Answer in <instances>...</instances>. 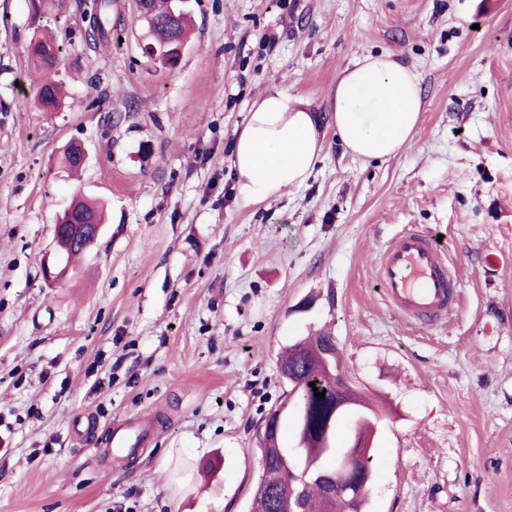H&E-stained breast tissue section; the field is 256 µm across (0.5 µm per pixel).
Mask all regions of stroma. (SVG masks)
<instances>
[{
  "label": "stroma",
  "mask_w": 512,
  "mask_h": 512,
  "mask_svg": "<svg viewBox=\"0 0 512 512\" xmlns=\"http://www.w3.org/2000/svg\"><path fill=\"white\" fill-rule=\"evenodd\" d=\"M186 7L172 68L135 0H112L93 40L85 0L46 8L75 105L44 112L21 104L31 2L0 0V512H249L260 427L288 399L280 355L319 330L380 412L364 512H512V0ZM367 53L421 77L420 128L386 161L345 154L327 121L337 73ZM272 88L324 117L325 152L306 186L247 206L233 142ZM77 190L107 222L52 283L43 257ZM411 228L443 237L457 285L433 326L373 276ZM143 418L147 444L103 458L111 423Z\"/></svg>",
  "instance_id": "1"
}]
</instances>
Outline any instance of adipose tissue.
Instances as JSON below:
<instances>
[{
	"label": "adipose tissue",
	"mask_w": 512,
	"mask_h": 512,
	"mask_svg": "<svg viewBox=\"0 0 512 512\" xmlns=\"http://www.w3.org/2000/svg\"><path fill=\"white\" fill-rule=\"evenodd\" d=\"M328 106L345 153L361 161L387 160L418 131L421 77L389 53L357 56L337 74ZM323 149L321 123L308 101L276 88L265 91L235 138L240 200L259 206L305 186Z\"/></svg>",
	"instance_id": "adipose-tissue-1"
}]
</instances>
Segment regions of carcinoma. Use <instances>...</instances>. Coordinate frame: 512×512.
Here are the masks:
<instances>
[{
  "mask_svg": "<svg viewBox=\"0 0 512 512\" xmlns=\"http://www.w3.org/2000/svg\"><path fill=\"white\" fill-rule=\"evenodd\" d=\"M112 0H90L87 10L97 16V31L102 32L110 24ZM151 33L148 47L157 55H166V41L176 38L185 44L186 30L190 25L187 12L182 8V0H149V8L143 19ZM27 56L35 72L41 74L33 103L45 112H56L65 107L66 95L60 83L51 77L56 71L62 56L58 41L37 27L27 45ZM79 219L102 223V212L98 205L86 201L80 193H75L70 204L57 217L54 229L57 247L65 257L66 267L72 260L88 250L90 240L76 242L68 230V224ZM330 340L326 333L308 336L296 341L282 356V362L293 368L289 380L290 390L300 389L302 399L294 408V437L300 443L297 468L312 476L307 483H300L288 470V462L280 459L267 460L268 449L260 448L263 464V478L255 496L267 498L271 506L269 512H289L290 503L302 499L308 512H351L346 501L338 497L331 501L328 497L331 476L341 458L336 456L334 443L336 436L347 431L351 423L357 427L354 438L348 439L346 451L357 455L366 469H371L370 445L375 431L376 417L369 403L358 393L346 377L341 356H336L331 369L320 362L319 350ZM315 383L311 388L309 383ZM325 392V397H315V391Z\"/></svg>",
  "mask_w": 512,
  "mask_h": 512,
  "instance_id": "obj_1",
  "label": "carcinoma"
}]
</instances>
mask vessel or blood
Segmentation results:
<instances>
[{
  "label": "vessel or blood",
  "mask_w": 512,
  "mask_h": 512,
  "mask_svg": "<svg viewBox=\"0 0 512 512\" xmlns=\"http://www.w3.org/2000/svg\"><path fill=\"white\" fill-rule=\"evenodd\" d=\"M374 278L389 306L401 316L433 324L446 318L453 305L446 248L420 231H407L391 240L376 257ZM151 431L149 423H114L108 446L138 451Z\"/></svg>",
  "instance_id": "1"
}]
</instances>
